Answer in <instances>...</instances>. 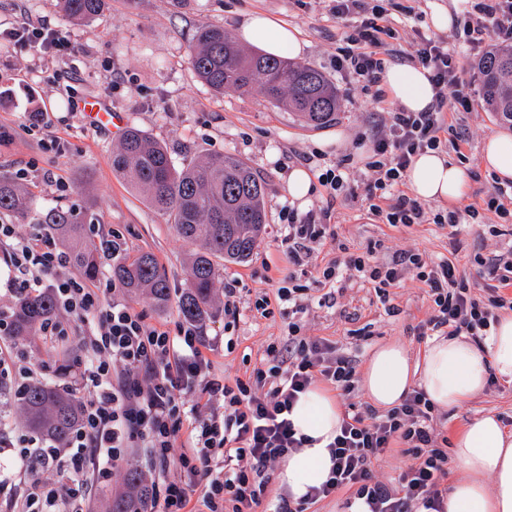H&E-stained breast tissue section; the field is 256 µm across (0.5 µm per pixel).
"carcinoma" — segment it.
<instances>
[{
  "instance_id": "cac0c4a2",
  "label": "carcinoma",
  "mask_w": 512,
  "mask_h": 512,
  "mask_svg": "<svg viewBox=\"0 0 512 512\" xmlns=\"http://www.w3.org/2000/svg\"><path fill=\"white\" fill-rule=\"evenodd\" d=\"M75 22L102 16L112 0H62ZM191 65L198 78L215 91L247 92L255 83L271 101L284 103L299 121L313 126L336 119L341 107L336 85L316 68L273 58L243 48L221 26L197 28ZM483 101L512 123V48H491L479 65ZM112 172L140 191L174 224L185 241L196 246L186 268L188 288L175 297L154 256L139 253L112 265V278L133 297L148 296L167 308L177 301L189 322L203 320L217 306L215 284L224 263L249 259L265 228V182L232 154L212 155L178 167L167 149L146 133L131 128L112 151ZM49 224L68 249L72 263L87 278L99 271V255L86 236L85 218L73 208L49 206L32 214L27 192L15 180L0 177V213ZM56 313L51 295H22L12 305L8 333L31 340ZM18 410L25 427L47 448H61L79 417L72 391L41 383L20 391ZM147 479L134 464L126 466L125 481L108 500L106 512H147Z\"/></svg>"
}]
</instances>
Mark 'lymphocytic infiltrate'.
I'll return each mask as SVG.
<instances>
[{
  "mask_svg": "<svg viewBox=\"0 0 512 512\" xmlns=\"http://www.w3.org/2000/svg\"><path fill=\"white\" fill-rule=\"evenodd\" d=\"M464 2L454 27L469 50L482 53L489 40L512 46V0ZM329 11L347 22L337 72L368 88L379 85L391 63L387 42L401 37L388 9L369 0H329ZM409 58L426 71L433 104L425 112L392 113L387 130L374 141L366 197L386 223L431 220L455 230L477 217L475 205L431 217L400 185L417 153L446 141L460 148L464 135L454 114L470 110L472 103L462 90L474 77L438 37H421ZM331 217L326 209L287 217L283 243L288 271L276 299L289 313L306 309L307 288L297 279L318 267L317 244L335 234ZM0 259L13 293L46 288L54 296L59 315L41 327V335L55 343L77 336L89 358L76 380L83 396L80 419L64 449L42 450L26 436L17 439L14 465L24 476L28 510L37 505L43 512H85L82 488L108 479L113 468L125 463L128 449L140 446L160 468L174 464L184 473L181 479L151 486L148 512H256L263 505L268 467L303 445L289 418L299 394L319 380L346 397L355 390L356 359L328 340L303 336L297 322L288 324L285 348L268 347L263 367L229 384L215 375L196 326L173 336L147 324L130 304L109 300L114 283L91 288L73 277L67 252L41 232L20 237L13 225L0 224ZM474 262L487 282L481 295L446 259L429 263L420 253L404 251L373 265L352 257L321 269L330 289L317 303H336L333 288L343 282L347 269L360 273L381 302H389L390 287L408 268L428 286L434 303L432 315L418 327L419 336L445 330L478 343L497 321L498 310H512V297L504 294L512 287V253L478 255ZM434 420L435 406L419 388L383 415L349 408L330 444L329 479L311 488L302 506L283 500L267 506L268 512H304L305 506L343 488L364 500L367 512H443L448 453L438 445ZM184 430L188 446L178 453L174 444ZM398 442L413 463L392 481L379 480L375 465ZM49 470L60 473L58 482L44 480Z\"/></svg>",
  "mask_w": 512,
  "mask_h": 512,
  "instance_id": "1",
  "label": "lymphocytic infiltrate"
}]
</instances>
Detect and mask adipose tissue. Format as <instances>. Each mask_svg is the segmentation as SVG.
<instances>
[{
    "label": "adipose tissue",
    "mask_w": 512,
    "mask_h": 512,
    "mask_svg": "<svg viewBox=\"0 0 512 512\" xmlns=\"http://www.w3.org/2000/svg\"><path fill=\"white\" fill-rule=\"evenodd\" d=\"M235 36L270 56L299 58L306 48L295 29L257 11L243 18ZM384 85L390 99L406 111H423L432 102V86L422 69L390 68ZM406 181L418 197L453 205L462 196L468 173L430 150L415 156ZM492 372L512 380V314L502 315L482 343L465 335L437 336L417 359L401 344L380 345L364 367L362 388L379 410L398 406L415 387L435 406L452 408L480 393ZM342 418L327 389L314 385L300 395L290 419L306 442L289 453L277 476L292 499L327 480L333 467L328 445ZM451 454L462 474L451 486L444 512H512V435L496 417L484 415L465 424L451 442Z\"/></svg>",
    "instance_id": "obj_1"
}]
</instances>
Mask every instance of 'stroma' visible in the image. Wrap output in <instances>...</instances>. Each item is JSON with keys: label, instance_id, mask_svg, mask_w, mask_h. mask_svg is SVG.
Segmentation results:
<instances>
[{"label": "stroma", "instance_id": "obj_1", "mask_svg": "<svg viewBox=\"0 0 512 512\" xmlns=\"http://www.w3.org/2000/svg\"><path fill=\"white\" fill-rule=\"evenodd\" d=\"M407 3L398 0L390 9L402 35L393 49L409 50L417 33H437L461 64L477 69L478 61L463 40L453 30L436 31L432 22L434 5L452 11L456 0H422L419 18L404 13ZM252 11L298 31L306 44L303 63L323 72L340 95L335 121L308 126L284 105L271 102L260 88L244 95L217 93L200 81L190 63L198 26L211 23L232 31ZM22 22L47 25L66 42L62 50L42 53L16 42L0 44V175L24 186L33 211L59 205L85 212L92 241L119 234L125 253L153 254L175 294L184 292L191 247L177 236L167 217L113 174L110 156L121 135L85 124L74 107L89 98L101 100L124 118L127 127L141 129L163 144L175 165L231 153L265 181V233L248 261L225 264L222 273L223 280L238 283L239 320L226 328L219 306L197 325L211 350L215 374L226 380L244 377L265 356L268 345L288 337V317L281 307L258 319L253 318L252 307L261 293L275 291L288 265L280 210L290 202L286 185L293 168L306 167L316 176L342 157L350 159L341 190L319 186L309 199L311 210L332 207L337 232L336 239L319 245V266L352 256L381 263L395 252L412 250L427 260H452L471 287L480 290L485 282L472 264L475 254L487 256L512 248V231L493 236L492 228L501 226L502 219L484 209L478 223L465 225L456 240L444 225L392 226L371 214L365 184L371 175L372 127L395 105L388 98L375 101L373 90L337 73L342 25L329 13L325 0H139L133 7L126 0H112L109 11L86 23L68 20L60 0H0V25ZM33 110L40 111L39 122L29 121ZM456 118L468 135L462 152L470 183L462 202L480 206L492 183L481 166V148L506 126L485 108L478 94L471 111L457 113ZM340 129L346 132V141L338 147L329 145V138ZM54 137L60 140V150H46L45 142ZM392 298L395 310L389 313L373 289L351 276L334 306L314 304L301 315L302 332L335 343L361 363L377 346L391 342L419 357L425 344L418 339V327L433 313L428 288L414 272L406 271ZM0 341L10 350L4 358L8 388L25 384L27 367L41 360L48 368L39 380L49 385L69 383L81 369L79 349L52 354L41 337L30 342L7 336ZM486 414L497 416L512 432L511 381L487 384L459 406L437 409V430L450 439L468 421ZM0 416L5 419L0 429V512H22L21 477L11 465L14 438L24 431L16 401L1 408Z\"/></svg>", "mask_w": 512, "mask_h": 512}]
</instances>
